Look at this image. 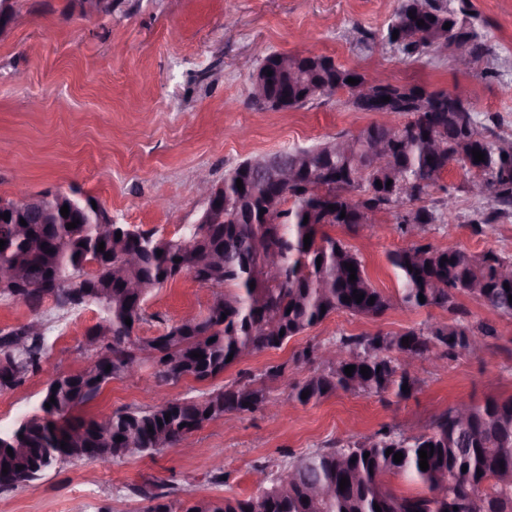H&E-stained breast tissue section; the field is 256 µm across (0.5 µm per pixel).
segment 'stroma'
<instances>
[{"mask_svg":"<svg viewBox=\"0 0 512 512\" xmlns=\"http://www.w3.org/2000/svg\"><path fill=\"white\" fill-rule=\"evenodd\" d=\"M14 18L0 33V197L18 188L95 197L123 224L163 238L197 222L205 202L200 177L224 182L225 172L250 155L305 147L346 132L358 134L373 116L352 111L347 95L317 97L288 112L258 111L247 103L249 73L242 59L261 62L273 52L333 57L367 78L386 77L443 90L492 117L497 135L512 137V0H472L474 24L492 53L468 68L455 64L454 47L415 61L381 35L396 0H114L103 19L80 16L78 0H14ZM470 175L451 164L441 187L426 198L438 211L423 240L439 249L512 256V212L474 224L491 203L465 190ZM453 199V210L442 207ZM333 237L361 254L376 288L397 295L401 282L388 257L410 246L395 213L355 231L331 228ZM209 287L184 277L157 289L136 333L160 334L182 318L205 312ZM458 303L470 323L498 330L486 347L428 365L406 399L340 392L315 405L228 413L195 432L186 448L151 457L131 456L101 467L90 460L61 465L27 485L0 491V512H144L137 487L164 486L175 498L221 500L256 491L254 471L319 448L343 445L387 428L414 436L455 402L512 396V318L469 297ZM44 372L0 392V429L11 428L38 406L47 376L75 373L87 361L85 334L95 308L62 312L45 301ZM446 311L395 305L378 318L337 313L281 348L245 357L206 381L191 378L154 387L149 371L138 380H115L83 408L86 416L144 408L245 383L267 366L287 364L285 383L271 386L283 398L286 383L318 370L296 362L309 345L341 336L395 332L423 323H448ZM224 478H213L214 465Z\"/></svg>","mask_w":512,"mask_h":512,"instance_id":"stroma-1","label":"stroma"}]
</instances>
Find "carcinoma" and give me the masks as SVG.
I'll list each match as a JSON object with an SVG mask.
<instances>
[{"label": "carcinoma", "instance_id": "1", "mask_svg": "<svg viewBox=\"0 0 512 512\" xmlns=\"http://www.w3.org/2000/svg\"><path fill=\"white\" fill-rule=\"evenodd\" d=\"M457 2V7L450 8L444 0H398L382 39L414 58L448 44L466 49L472 58L492 52V45L470 25L469 0ZM420 20L424 25H417ZM447 22L448 29L444 28ZM395 31L396 39L392 38ZM269 70L272 75L264 76L267 109L275 111H289L338 90L352 95L355 86L347 82L350 77L367 81L365 75L320 54L271 53L259 66L263 73ZM386 96L390 100L384 103ZM348 106L355 112L374 113L387 108L398 118L396 130L390 135L375 122L356 136L339 133L308 147L284 150L293 160L303 159L306 173L303 182L289 186L286 194L253 177L264 155L250 156L224 175L223 217L213 224H192L176 239L156 238L136 225L116 221L112 232L121 233V238L101 234L98 219L111 215L101 205H92L91 196L67 197L66 218L59 204L47 200L42 223L0 224V240L5 241L0 250V277L7 270L23 271L24 305L32 319H40V308L48 299L66 312L85 307L76 301L79 291L85 290L94 297L104 295V302L92 305L99 309V320L110 326L106 342L89 350L84 369L49 376L39 406L12 429L0 431L1 489L39 479L73 461L82 448H95L116 460L151 457L179 446L188 435L226 413L267 408V383L283 378L287 371L284 364L268 367L258 386L230 385L199 397L116 410L88 420L74 416L111 380L127 378L128 368L139 362V351L145 347L158 352L157 360L146 365L156 385L187 376L205 380L224 373L246 354L281 348L333 314L374 318L390 310L393 297L373 285L359 254L329 235L326 228L354 231L367 224L368 213L383 214L401 207L399 230L404 234L415 228L425 231L438 217L422 201L453 162L486 184L499 212L512 209V139L495 135L478 120L471 104L444 91L386 81L370 105L350 97ZM425 131L438 146L428 144ZM387 137V159L364 164L373 144ZM474 150L484 153V160L475 161ZM238 179L242 180L241 191ZM389 180V188L377 186ZM331 205L335 209H329ZM73 221L77 227L66 228ZM307 234L311 244L306 249ZM35 241L45 247L32 250ZM101 242L104 251L99 252ZM136 246L141 249L140 264L118 272L123 250ZM271 250L280 256L279 281L263 273L264 255ZM505 262L512 264V257L494 251L472 255L422 243L390 255L391 265L400 273L399 301L405 307L457 313V297L466 295L502 317H512V282L506 289L496 275L497 266ZM347 263L354 265L357 280H349ZM182 276L213 289L206 312L170 325L157 336H137L136 325L143 320L149 297ZM355 292L364 294L362 302L352 299ZM345 297L350 301H343ZM27 328L24 323L7 332L0 330V392L44 370L46 333L30 334ZM495 336L497 329L492 324L470 325L462 320L342 336L333 346L344 356L343 362H325L321 370L294 382L287 399L306 406L339 391L380 396L392 392L407 398L416 377L401 361V354L424 361L437 352L453 358L470 351L471 343L483 344ZM405 337L409 338L406 345L402 343ZM193 352L204 358L191 357ZM349 365L355 366L350 376L344 373ZM363 366L370 369L367 378L360 373ZM405 383L408 389L404 391ZM304 392L305 399L301 398ZM461 405L469 413L464 425L456 418L453 405L426 435L409 438L379 431L362 441L319 448L289 462L247 498L173 501L167 492L140 489L138 493L149 501L146 512H375L376 504L381 512H444L450 499L458 512H512V397L463 401ZM118 436L123 440L116 441ZM63 442L71 453L61 448ZM389 448L393 453L388 455ZM423 448L433 451L425 471L419 466L418 451ZM396 452L403 453L399 464L394 462ZM5 466L8 473L3 474ZM388 475L408 477L421 484L425 493L398 495L386 485ZM343 477L349 485L342 491ZM317 486L330 487V495H311Z\"/></svg>", "mask_w": 512, "mask_h": 512}]
</instances>
